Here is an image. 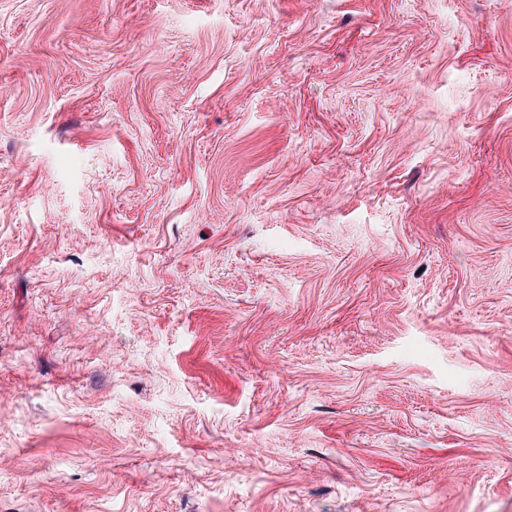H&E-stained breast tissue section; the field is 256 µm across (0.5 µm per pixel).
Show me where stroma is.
Wrapping results in <instances>:
<instances>
[{"label": "stroma", "instance_id": "stroma-1", "mask_svg": "<svg viewBox=\"0 0 512 512\" xmlns=\"http://www.w3.org/2000/svg\"><path fill=\"white\" fill-rule=\"evenodd\" d=\"M0 512H512V0H0Z\"/></svg>", "mask_w": 512, "mask_h": 512}]
</instances>
